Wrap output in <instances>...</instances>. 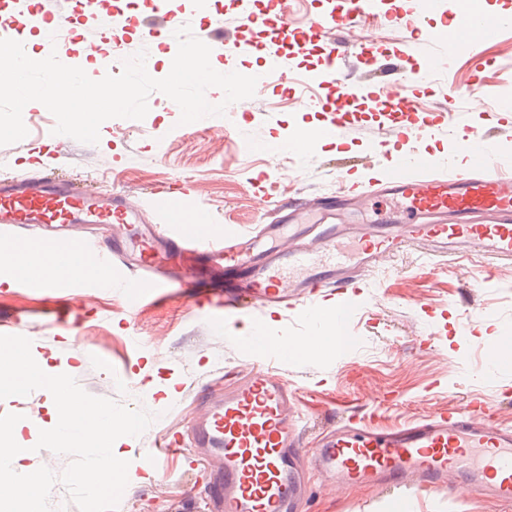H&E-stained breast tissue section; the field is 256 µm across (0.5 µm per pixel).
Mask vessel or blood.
Here are the masks:
<instances>
[{
  "label": "vessel or blood",
  "instance_id": "obj_1",
  "mask_svg": "<svg viewBox=\"0 0 512 512\" xmlns=\"http://www.w3.org/2000/svg\"><path fill=\"white\" fill-rule=\"evenodd\" d=\"M153 17L147 23L132 14L125 22L150 40L173 35L182 24L166 0H156ZM380 21L404 23L400 15L383 13L380 0H336L314 21L311 32L324 38ZM26 24L24 13L0 0V30L19 33ZM242 24L269 28L276 50L263 43L255 49L267 52L272 76L288 81L283 57L304 52L307 40L290 29L284 0H267L263 9L243 13ZM511 27L512 18L479 14L464 2L450 25L436 30L433 38L453 57L474 53ZM378 53L369 42L329 51L325 66L336 88L326 105L331 118L304 136L342 137L352 125L351 107L358 100L382 106L396 137L394 150L379 158L386 174L376 192L362 190L352 199L358 205L373 194L399 200L400 208L380 221L346 223L347 201L340 197L329 202L299 198L282 202L275 218L254 235L190 233L185 226L192 211L175 212L171 196L157 195L144 206L127 194L93 190L43 169L0 178V234L30 226L52 228L44 251L76 255L109 275L83 281L48 267L21 274V282L46 292L79 288L89 297L116 293L134 307L176 285L191 309L212 312L215 326L249 316V332L238 344L250 353L265 340L266 314L304 308L310 321H317L325 315V301H343L357 289L361 271L376 268L407 246L420 247L430 257L462 250L512 261V161L501 157L482 128L446 124L438 116L410 123L415 105L397 87L376 90L342 75L340 62L346 56L370 67ZM447 135L461 142L465 165L413 147L415 140ZM149 211L161 215L162 223H148ZM117 263L122 270L115 274L111 267ZM219 264L224 267L223 293L200 290L204 273ZM198 401V417L173 434L166 450L196 461L210 458L203 472L208 512H301L312 468L332 484L406 487L418 494L447 490L458 481L471 494L512 512V426L496 421L481 400L383 429L374 421L389 403L384 397L371 415L340 419L313 446L302 435L295 390L266 366L252 367L224 389L201 391Z\"/></svg>",
  "mask_w": 512,
  "mask_h": 512
}]
</instances>
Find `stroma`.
<instances>
[{
  "label": "stroma",
  "instance_id": "stroma-1",
  "mask_svg": "<svg viewBox=\"0 0 512 512\" xmlns=\"http://www.w3.org/2000/svg\"><path fill=\"white\" fill-rule=\"evenodd\" d=\"M168 2L192 31L217 18L240 42L270 40L269 33L239 22L243 11L258 9L264 0H210L205 12L194 0ZM453 4L441 0L437 10L427 12L422 0H384L385 9L415 20L422 38L415 61L434 62L437 71L434 77L407 83L405 93L424 117L445 112L449 88L464 91L459 120L490 130L503 157L512 160V119L499 117L505 99H512V28L482 43L479 60L467 55L447 59L445 50L425 40L443 24ZM68 28L72 39L64 63L82 67L92 79L100 77L96 54L109 51L119 58L146 51L149 72L158 78L169 72L165 37L148 40L130 29L122 45H115L88 10L73 13ZM350 38L371 41L384 59L400 63L411 41L406 30L383 25L354 31ZM327 51L321 43L288 57L293 76L288 88L271 81L257 84L254 97L231 104L224 116L191 126L180 124L175 102L152 93L144 119L105 121L95 145L54 134L56 119L47 108L25 107L28 134L0 146V175H23L41 163L77 182L113 187L144 203L157 190L175 191L181 180L190 178L201 194L184 198V205L205 213L219 234L228 226L254 228L258 216L285 197L311 199L341 182L368 186L384 174L376 163L380 149L394 143L389 121L368 109L358 113L347 136L303 153L269 156L252 148L255 142L285 140L297 130L325 123L321 105L333 90L315 75ZM211 55L227 72L260 75L268 64L264 54L225 48L218 38ZM365 277L368 287L346 298L350 317L344 324L348 343L343 350L296 354L274 366L297 391L310 418L308 436L336 423L348 408L373 407L387 392L400 397L389 412L394 421L461 407L478 397L512 425V367L493 368L480 332L487 323L512 336V262L458 251L427 260L412 246L383 259ZM57 304L81 314L82 322L73 328L51 325L44 312ZM19 311L26 314L31 352L45 360L48 374H69L93 396L156 416L140 436L119 439L129 482L118 512H200L201 490L181 460L163 457L165 474L158 477L144 470L143 451L162 447L169 431L187 425L203 386L230 383L250 363L261 361V354L244 352L229 334L210 330L174 293L145 300L133 312L123 298L101 294L95 310L87 312L77 290L55 297L15 285L0 287V321ZM431 332L436 335L433 345L422 343V336ZM149 381L154 389L147 392L143 386ZM52 405L51 394L38 389L24 399L0 400V416L20 415L14 436L28 450L24 464L29 470L45 466L59 474L70 456L35 448L40 430L50 426ZM310 484L313 493L304 512H499L497 505L473 498L463 487L453 494L406 499L398 489L324 488L315 474Z\"/></svg>",
  "mask_w": 512,
  "mask_h": 512
}]
</instances>
